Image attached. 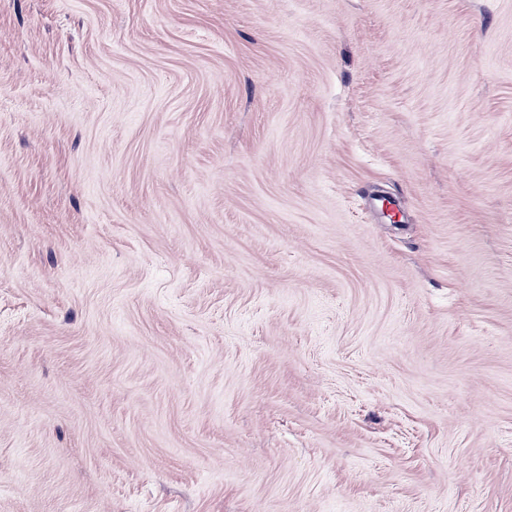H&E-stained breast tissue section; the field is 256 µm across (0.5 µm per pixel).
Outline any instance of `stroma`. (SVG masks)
<instances>
[{"label":"stroma","instance_id":"obj_1","mask_svg":"<svg viewBox=\"0 0 512 512\" xmlns=\"http://www.w3.org/2000/svg\"><path fill=\"white\" fill-rule=\"evenodd\" d=\"M0 512H512V0H0Z\"/></svg>","mask_w":512,"mask_h":512}]
</instances>
